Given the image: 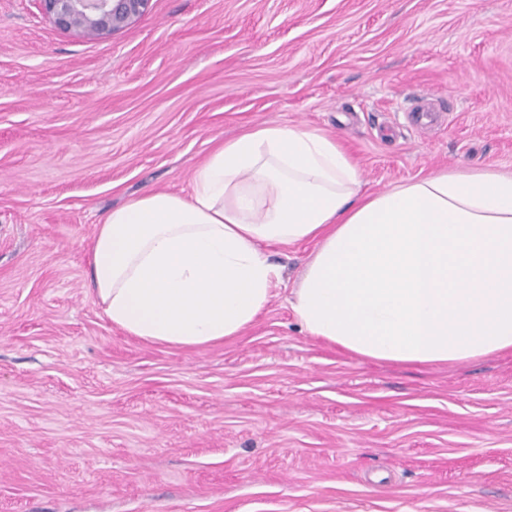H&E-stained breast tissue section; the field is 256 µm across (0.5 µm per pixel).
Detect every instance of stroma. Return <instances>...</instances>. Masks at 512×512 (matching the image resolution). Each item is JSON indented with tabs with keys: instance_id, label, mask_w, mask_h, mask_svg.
I'll return each instance as SVG.
<instances>
[{
	"instance_id": "stroma-1",
	"label": "stroma",
	"mask_w": 512,
	"mask_h": 512,
	"mask_svg": "<svg viewBox=\"0 0 512 512\" xmlns=\"http://www.w3.org/2000/svg\"><path fill=\"white\" fill-rule=\"evenodd\" d=\"M264 124L336 136L372 194L512 173V0H151L101 39L0 0V512H512V353L363 361L275 295L202 350L112 326L86 244Z\"/></svg>"
}]
</instances>
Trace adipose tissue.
I'll return each instance as SVG.
<instances>
[{
	"instance_id": "obj_1",
	"label": "adipose tissue",
	"mask_w": 512,
	"mask_h": 512,
	"mask_svg": "<svg viewBox=\"0 0 512 512\" xmlns=\"http://www.w3.org/2000/svg\"><path fill=\"white\" fill-rule=\"evenodd\" d=\"M339 142L267 124L214 148L190 196L112 209L90 247L95 295L143 341L242 336L280 271L269 244L314 243L291 307L312 338L363 360L441 365L512 352V174L441 169L375 194Z\"/></svg>"
}]
</instances>
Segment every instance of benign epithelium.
<instances>
[{"label": "benign epithelium", "instance_id": "1", "mask_svg": "<svg viewBox=\"0 0 512 512\" xmlns=\"http://www.w3.org/2000/svg\"><path fill=\"white\" fill-rule=\"evenodd\" d=\"M43 13L59 29L98 39L141 16L150 0H38Z\"/></svg>", "mask_w": 512, "mask_h": 512}]
</instances>
